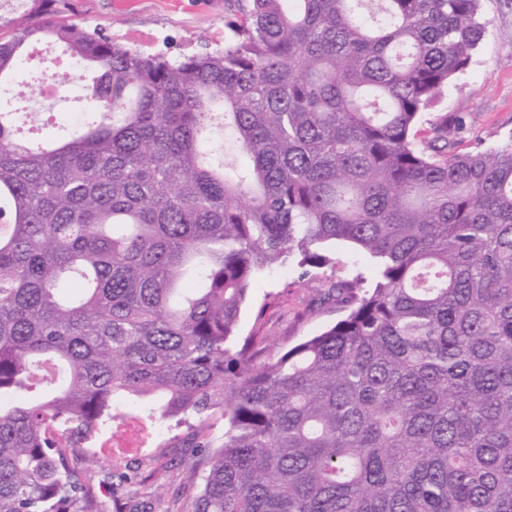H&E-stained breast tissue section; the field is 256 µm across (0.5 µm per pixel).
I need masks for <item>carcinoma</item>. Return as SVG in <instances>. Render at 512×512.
<instances>
[{
	"label": "carcinoma",
	"mask_w": 512,
	"mask_h": 512,
	"mask_svg": "<svg viewBox=\"0 0 512 512\" xmlns=\"http://www.w3.org/2000/svg\"><path fill=\"white\" fill-rule=\"evenodd\" d=\"M64 10L0 15V512H102L82 445L131 396L224 418L187 512H512V140L422 128L482 0H228L224 46L174 59ZM33 42L97 90L45 143ZM338 241L375 268L342 319L238 339L259 277Z\"/></svg>",
	"instance_id": "obj_1"
}]
</instances>
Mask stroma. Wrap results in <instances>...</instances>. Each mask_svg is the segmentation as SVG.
I'll return each mask as SVG.
<instances>
[{
    "instance_id": "stroma-1",
    "label": "stroma",
    "mask_w": 512,
    "mask_h": 512,
    "mask_svg": "<svg viewBox=\"0 0 512 512\" xmlns=\"http://www.w3.org/2000/svg\"><path fill=\"white\" fill-rule=\"evenodd\" d=\"M226 0H71L70 22L97 25L125 46L172 56L190 54L224 43ZM491 25L470 67L444 91L436 111L459 120L448 132V151L467 153L512 139V0H483ZM336 252L341 270H313L298 279L291 266L261 276L250 291L238 323L239 337H264L269 349L282 350L302 338L319 334L341 319L343 313L328 291L337 278L367 273L369 262L349 244ZM195 421H187L150 438L146 449L130 464L141 481L125 486L121 508H114L105 483L112 473L110 461L89 444L85 471L105 512H147L148 493L163 485L161 512H185L201 483L195 467L194 443L199 442Z\"/></svg>"
}]
</instances>
